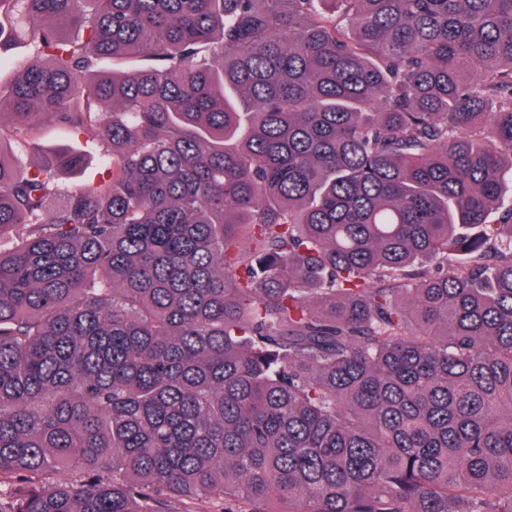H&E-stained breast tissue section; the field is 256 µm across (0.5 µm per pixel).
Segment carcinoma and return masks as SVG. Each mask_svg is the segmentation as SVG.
<instances>
[{"instance_id":"carcinoma-1","label":"carcinoma","mask_w":512,"mask_h":512,"mask_svg":"<svg viewBox=\"0 0 512 512\" xmlns=\"http://www.w3.org/2000/svg\"><path fill=\"white\" fill-rule=\"evenodd\" d=\"M18 37L0 137L109 177L52 209L84 156L0 154V512H512V0H0ZM77 150L84 154L87 164L80 170L58 172L61 191L80 185L97 184L107 175V167L101 156V148L86 137L66 133L49 120L44 121L26 139H15L4 132L2 151L10 155L19 171L31 164L53 157L59 153Z\"/></svg>"}]
</instances>
